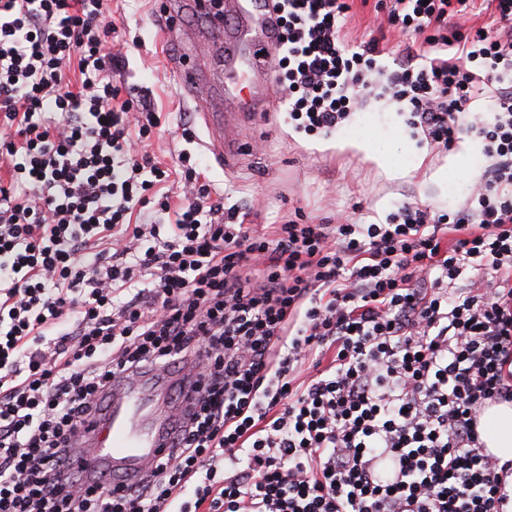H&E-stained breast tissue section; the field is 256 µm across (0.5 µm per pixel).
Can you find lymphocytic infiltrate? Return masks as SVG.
<instances>
[{"label": "lymphocytic infiltrate", "instance_id": "f902f5d3", "mask_svg": "<svg viewBox=\"0 0 512 512\" xmlns=\"http://www.w3.org/2000/svg\"><path fill=\"white\" fill-rule=\"evenodd\" d=\"M273 2L298 129L379 89L488 171L448 213L267 234L185 155L172 208L104 0H0V512H512L479 427L512 402V0H382L387 38L355 46L348 0ZM158 372L195 388L170 452L116 482L71 468L113 381Z\"/></svg>", "mask_w": 512, "mask_h": 512}]
</instances>
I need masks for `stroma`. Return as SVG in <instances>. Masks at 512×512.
Listing matches in <instances>:
<instances>
[{
    "instance_id": "35a3bbf8",
    "label": "stroma",
    "mask_w": 512,
    "mask_h": 512,
    "mask_svg": "<svg viewBox=\"0 0 512 512\" xmlns=\"http://www.w3.org/2000/svg\"><path fill=\"white\" fill-rule=\"evenodd\" d=\"M377 0H353L345 19L352 42L378 36L385 19ZM112 16L125 39L131 40L128 64L120 79L149 90L164 120L149 142L151 150L173 173L164 189L180 192L175 168L180 153L190 154L207 181L224 196L225 207L257 211L265 231L301 216L309 224L334 223L337 213L354 222L384 221L402 202L450 210L463 200V191L449 193L433 177L446 165L449 152L430 146L421 131L407 124L403 107L393 100L369 98L361 110L328 135H307L296 129L277 89H270L246 128L247 149L233 166L221 164L206 149V131L193 106L183 101L172 65L190 46L158 25L157 0H111ZM190 138H183V131ZM369 137L370 149H352V142ZM394 156L392 168L373 161V154Z\"/></svg>"
}]
</instances>
